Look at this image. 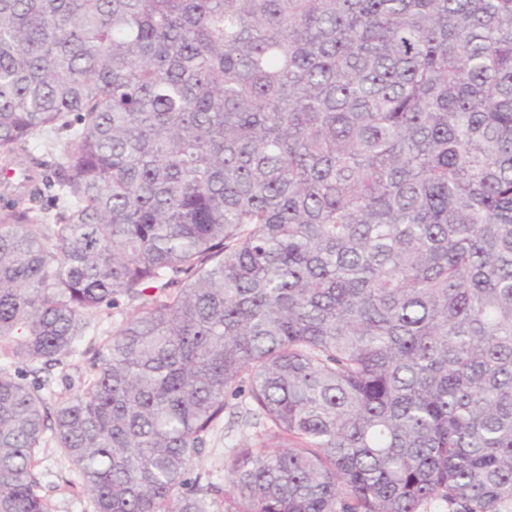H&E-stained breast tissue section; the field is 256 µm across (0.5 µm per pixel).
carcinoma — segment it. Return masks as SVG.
<instances>
[{"mask_svg": "<svg viewBox=\"0 0 512 512\" xmlns=\"http://www.w3.org/2000/svg\"><path fill=\"white\" fill-rule=\"evenodd\" d=\"M17 169L0 512H51L48 436L95 512L512 507V0H0ZM136 304V302H128L127 300H122L117 308L105 309L90 318L91 327L88 336L84 337L77 354L72 358H68L65 361L66 364L64 366L53 370L52 377L55 378V382L51 387L52 393H44V398L50 411H53L57 401L60 400V397L64 396L65 394H69V391L65 389L62 383V374L67 373L71 376L75 383V387L73 389L74 391L78 385V372L76 370L77 366L84 368L88 365L96 350L101 347L104 339L112 331V328L123 319H125L129 313L133 312ZM62 368L63 373L61 372ZM242 393L236 399H230V405L221 419L210 432L207 444L202 450L200 463L196 473L201 474V480H210L224 484V460L233 448H239L245 443L252 442L255 435L262 431L263 426L255 425L256 420L250 417L249 422L238 417V412L244 414L251 405L248 399L247 383L242 384Z\"/></svg>", "mask_w": 512, "mask_h": 512, "instance_id": "1", "label": "carcinoma"}]
</instances>
